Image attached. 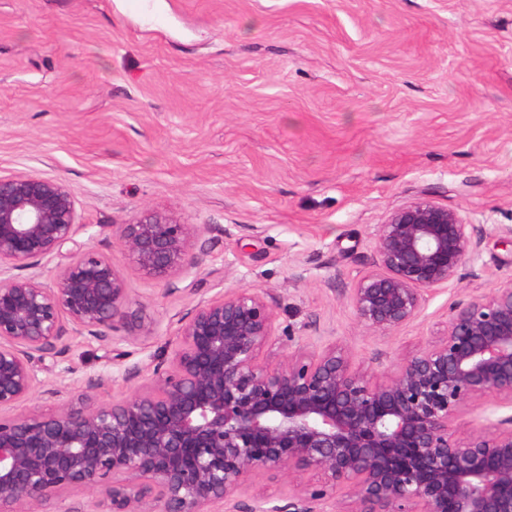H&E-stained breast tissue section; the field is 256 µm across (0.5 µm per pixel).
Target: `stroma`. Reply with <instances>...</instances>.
I'll return each instance as SVG.
<instances>
[{
  "label": "stroma",
  "instance_id": "35a3bbf8",
  "mask_svg": "<svg viewBox=\"0 0 512 512\" xmlns=\"http://www.w3.org/2000/svg\"><path fill=\"white\" fill-rule=\"evenodd\" d=\"M0 0V177L70 190L78 242L134 302L124 356L79 334L40 379L99 401L140 389L199 302L250 288L275 317L263 362L333 344L397 369L453 305L512 285V0ZM474 227L478 254L386 334L351 290L388 213L419 198ZM147 209L194 224L170 290L121 243ZM259 474L240 512H291Z\"/></svg>",
  "mask_w": 512,
  "mask_h": 512
}]
</instances>
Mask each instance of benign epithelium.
Segmentation results:
<instances>
[{
  "label": "benign epithelium",
  "instance_id": "7a95c632",
  "mask_svg": "<svg viewBox=\"0 0 512 512\" xmlns=\"http://www.w3.org/2000/svg\"><path fill=\"white\" fill-rule=\"evenodd\" d=\"M67 186L33 174L0 177V512H223L253 475L296 484L293 512L345 489L350 512H512V415L495 430L458 412L512 404V285L459 302L441 338L391 372L368 374L327 345L260 361L274 332L251 289L199 303L143 388L112 403L92 389L55 410L37 364L62 354L68 331L117 343L133 305L112 261L75 239ZM197 226L152 209L121 242L159 283L197 266ZM478 248L473 225L428 198L393 209L378 229L377 270L352 288L358 319L381 333L415 317L422 291L450 281ZM67 258L52 284L23 271ZM87 495L80 511L63 494Z\"/></svg>",
  "mask_w": 512,
  "mask_h": 512
}]
</instances>
